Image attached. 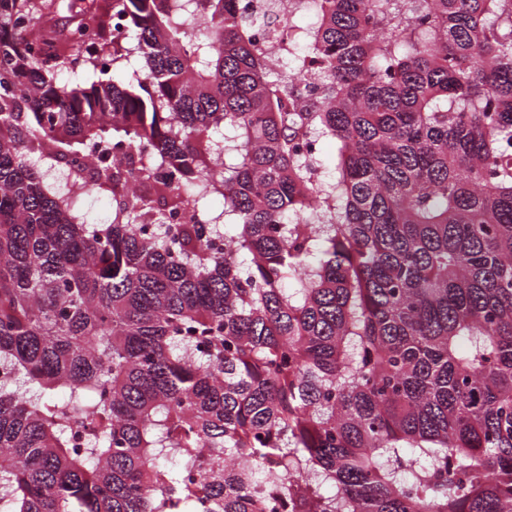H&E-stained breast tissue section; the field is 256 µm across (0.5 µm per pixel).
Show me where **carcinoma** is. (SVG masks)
Listing matches in <instances>:
<instances>
[{
  "label": "carcinoma",
  "mask_w": 512,
  "mask_h": 512,
  "mask_svg": "<svg viewBox=\"0 0 512 512\" xmlns=\"http://www.w3.org/2000/svg\"><path fill=\"white\" fill-rule=\"evenodd\" d=\"M282 23L0 0V512H512V0Z\"/></svg>",
  "instance_id": "carcinoma-1"
}]
</instances>
